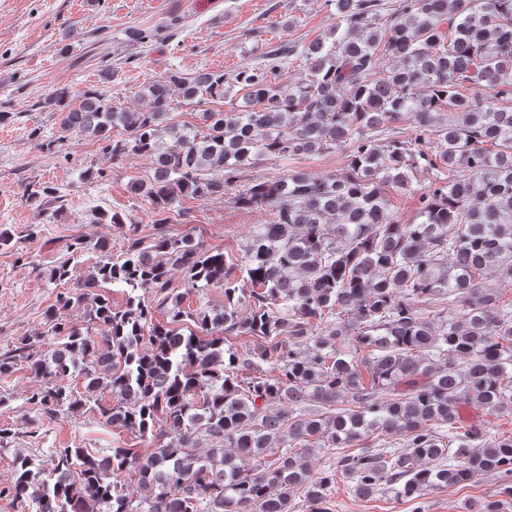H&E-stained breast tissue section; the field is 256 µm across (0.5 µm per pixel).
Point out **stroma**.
<instances>
[{"label":"stroma","instance_id":"obj_1","mask_svg":"<svg viewBox=\"0 0 512 512\" xmlns=\"http://www.w3.org/2000/svg\"><path fill=\"white\" fill-rule=\"evenodd\" d=\"M335 25L332 0H0V230L13 237L10 245H0V352L44 330L45 311L65 289L49 273L68 243L85 242L82 261L88 267L106 252H119L127 235L156 233L149 200L127 189L131 180L149 177V159L131 156L111 164L98 142L83 136L55 153L42 149L59 127V112L46 103L50 94L65 90L75 106L95 90L126 103L146 80L205 68L223 73L220 107L227 110L244 103L235 81L239 71L263 65L267 51L281 41L307 43ZM137 28L151 30L152 40H132ZM105 67L114 73L108 83L100 78ZM294 166L291 159L265 158L244 168L223 198L181 200L183 213L172 217L168 234L238 254L253 226L266 223L268 215L238 207L235 195L255 179H277ZM89 167L103 169V177L83 179L80 172ZM31 185L54 187L58 195L34 209L26 199ZM103 211L122 214V223L101 221ZM103 239L108 249L101 252ZM37 384L23 365L0 377V427L11 431L0 451V483H10L19 453L45 462L55 448L105 449L129 441V433L97 412L65 410L52 417L38 410L27 401ZM498 484L497 476L487 474L469 487L419 500H362L341 477L332 512H480Z\"/></svg>","mask_w":512,"mask_h":512}]
</instances>
